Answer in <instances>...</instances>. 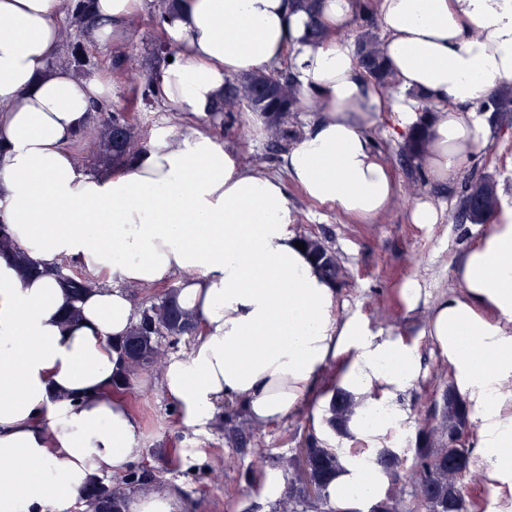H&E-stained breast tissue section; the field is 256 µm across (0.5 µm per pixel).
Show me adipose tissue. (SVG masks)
Here are the masks:
<instances>
[{
	"label": "adipose tissue",
	"mask_w": 512,
	"mask_h": 512,
	"mask_svg": "<svg viewBox=\"0 0 512 512\" xmlns=\"http://www.w3.org/2000/svg\"><path fill=\"white\" fill-rule=\"evenodd\" d=\"M154 0H93L91 35L119 45ZM61 0H0V222L40 275L0 257V512H74L92 480L143 454L141 426L112 393L114 349L137 322L128 287L168 282L202 331L163 369L161 389L186 426L206 429L224 402L275 423L310 401L329 367L358 403L348 424L370 448L392 445L409 414L399 401L421 373L416 347L338 295L299 250L288 184L314 202L370 219L395 194L369 137L385 113L392 135L423 134L425 166L445 182L489 143L478 104L512 83V0H166L176 53L152 83L169 112H216L228 79L288 60L304 106L318 104L283 156L287 180L246 167L220 137L156 126L124 162L92 170L70 143L111 89L56 62ZM371 8L390 97L357 67L336 31ZM317 24L324 39L308 37ZM434 105L425 113V105ZM69 261L112 277L74 296ZM457 286L428 308L423 330L463 401L481 476L498 512H512V197H503L455 269ZM383 486L374 465L344 456L327 492L358 512ZM125 512H187L180 485L146 487Z\"/></svg>",
	"instance_id": "1"
}]
</instances>
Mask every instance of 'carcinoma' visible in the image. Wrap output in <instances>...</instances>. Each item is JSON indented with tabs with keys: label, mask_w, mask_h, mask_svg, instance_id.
<instances>
[{
	"label": "carcinoma",
	"mask_w": 512,
	"mask_h": 512,
	"mask_svg": "<svg viewBox=\"0 0 512 512\" xmlns=\"http://www.w3.org/2000/svg\"><path fill=\"white\" fill-rule=\"evenodd\" d=\"M90 0H69L68 10L72 22L83 31H89L91 14ZM358 64L366 68L377 81L389 74L383 58L366 45L361 46ZM278 86L272 105L278 111L277 120H268L283 135L285 116L296 100V92L285 75L273 71ZM264 74H254L236 81H228V88L237 97L245 98L256 93L263 81ZM138 126L130 122L124 112L115 111L100 131L97 163L108 166L122 162L132 154L128 145L137 141ZM497 205L495 185L486 180L469 184L464 198L466 218L475 224L485 222L491 217ZM309 253L320 263L325 275L330 277L336 272V263L328 250L316 239H303ZM0 254L13 256L18 270L24 274L37 271V264L28 255L27 250L11 239L9 234L0 235ZM200 326L199 320L183 310L176 301L174 289L166 291L159 302L151 304L140 313L130 334L121 344V357L124 361L122 377L113 382L116 392L130 389L132 380L138 371L147 369L158 358L161 339H178L189 330ZM358 403L343 392L331 398L329 404V423L331 426L344 427L356 413ZM444 424L446 439L438 446L430 443L415 449L413 461L405 466V459L389 449L378 453L380 467L389 477L388 488L380 498L383 512H470V503L463 491L464 481L472 477L475 461L469 442H459L468 435V419L464 405L452 391H446L444 404ZM312 478L319 487L318 499L327 503V487L330 478L340 468L341 456L336 449L315 441L310 448ZM144 481L143 474L136 470L127 472L117 482L98 480L87 489L84 499L91 512H112L122 508L127 493Z\"/></svg>",
	"instance_id": "cac0c4a2"
}]
</instances>
